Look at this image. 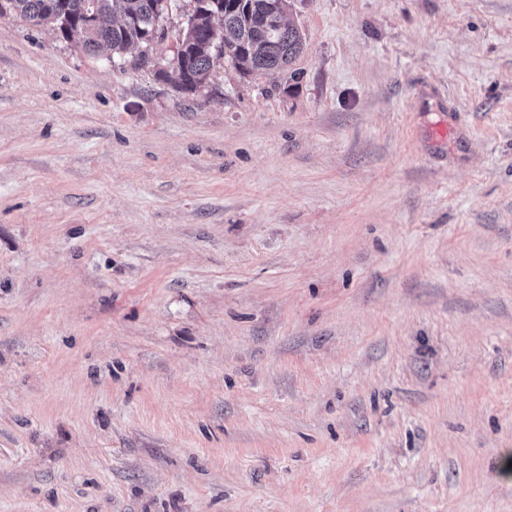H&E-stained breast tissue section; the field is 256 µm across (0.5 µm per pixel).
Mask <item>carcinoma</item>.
Wrapping results in <instances>:
<instances>
[{"instance_id":"1","label":"carcinoma","mask_w":512,"mask_h":512,"mask_svg":"<svg viewBox=\"0 0 512 512\" xmlns=\"http://www.w3.org/2000/svg\"><path fill=\"white\" fill-rule=\"evenodd\" d=\"M163 0H0V15L18 14L36 26L51 25L84 35L88 52L108 50L122 56L147 45L148 36L165 15ZM201 6L183 37L186 49L171 57L206 83L216 54L208 42L210 15L223 16L221 39L224 58L240 73L281 71L302 52L301 32L276 23L287 13L289 0H197Z\"/></svg>"}]
</instances>
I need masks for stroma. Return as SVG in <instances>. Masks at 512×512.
Returning <instances> with one entry per match:
<instances>
[{
  "label": "stroma",
  "mask_w": 512,
  "mask_h": 512,
  "mask_svg": "<svg viewBox=\"0 0 512 512\" xmlns=\"http://www.w3.org/2000/svg\"><path fill=\"white\" fill-rule=\"evenodd\" d=\"M288 70L0 16V512H512V0H291Z\"/></svg>",
  "instance_id": "obj_1"
}]
</instances>
